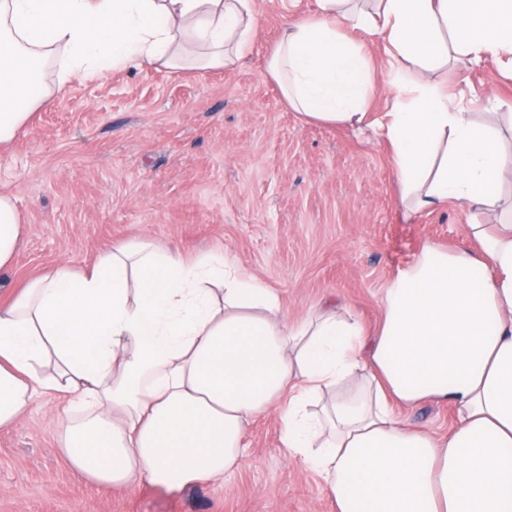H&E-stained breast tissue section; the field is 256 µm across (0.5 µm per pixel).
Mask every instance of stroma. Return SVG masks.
Here are the masks:
<instances>
[{"instance_id": "1", "label": "stroma", "mask_w": 512, "mask_h": 512, "mask_svg": "<svg viewBox=\"0 0 512 512\" xmlns=\"http://www.w3.org/2000/svg\"><path fill=\"white\" fill-rule=\"evenodd\" d=\"M253 0L259 25L231 69L161 65L73 78L0 151V194L24 231L0 299L62 262L92 263L106 249L149 239L192 261L224 253L280 296L294 322L334 301L376 328L379 299L427 243L468 241L474 217L459 207L404 210L387 152L351 130L311 123L288 108L267 69L289 4ZM389 111L391 59L376 36L355 31ZM443 78L469 111L490 100L512 113V78L495 62L460 63ZM67 396L38 395L0 432V512H334L323 481L280 446V416L245 433L244 457L220 482L147 481L107 489L75 474L60 452Z\"/></svg>"}]
</instances>
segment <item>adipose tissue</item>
Listing matches in <instances>:
<instances>
[{
    "label": "adipose tissue",
    "mask_w": 512,
    "mask_h": 512,
    "mask_svg": "<svg viewBox=\"0 0 512 512\" xmlns=\"http://www.w3.org/2000/svg\"><path fill=\"white\" fill-rule=\"evenodd\" d=\"M257 26L251 0H0V149L50 104L56 50L86 79L229 68ZM351 27L381 37L396 65L377 118ZM489 58L512 75V0H316L288 16L269 71L289 106L370 133L412 209L479 215L472 246L424 245L384 288L373 331L332 301L284 322L278 295L221 255L187 261L144 241L59 264L0 304V429L38 392L65 393L69 466L126 488L224 478L247 424L274 409L281 448L323 478L336 512H512V150L436 79L449 60ZM21 232L0 195V269ZM423 404L449 406L453 428L394 414Z\"/></svg>",
    "instance_id": "adipose-tissue-1"
}]
</instances>
